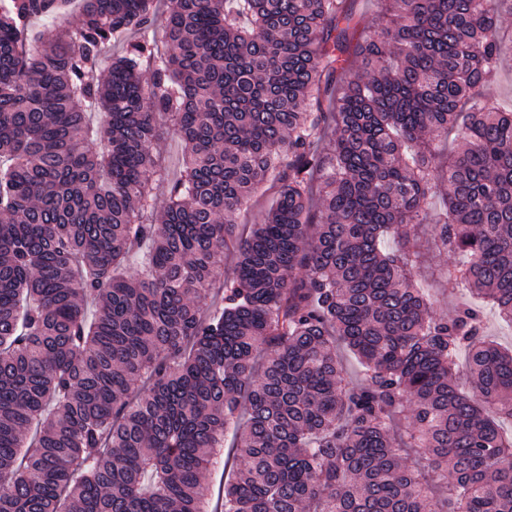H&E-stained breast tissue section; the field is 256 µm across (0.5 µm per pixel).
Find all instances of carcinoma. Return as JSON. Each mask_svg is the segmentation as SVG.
I'll return each mask as SVG.
<instances>
[{"label":"carcinoma","instance_id":"cac0c4a2","mask_svg":"<svg viewBox=\"0 0 512 512\" xmlns=\"http://www.w3.org/2000/svg\"><path fill=\"white\" fill-rule=\"evenodd\" d=\"M511 1L383 0L357 41L347 0H0V512H206L232 421L224 512H512V350L409 253L442 192L448 291L512 319V108L482 94ZM153 151L164 156L170 177L179 174L183 157V147L177 138L169 136L155 142ZM277 191L276 183L272 180L263 184L255 193L250 204L238 211L233 217V223L239 225V230L249 232L251 225L258 224L260 209L270 204ZM247 225L246 228L244 226ZM455 256L451 252L429 251L417 272V279L421 281L428 290L429 301L434 312L452 316L461 303H473L477 305L476 299L467 296L465 298H448V291L443 287V272L448 264L454 262ZM233 442V437L229 434L225 437L224 448L220 459L217 464L211 468L209 474L206 476L203 482V494L206 501V506L213 509L223 501L224 498V484L230 479L233 468L232 461L224 470V460Z\"/></svg>","mask_w":512,"mask_h":512}]
</instances>
